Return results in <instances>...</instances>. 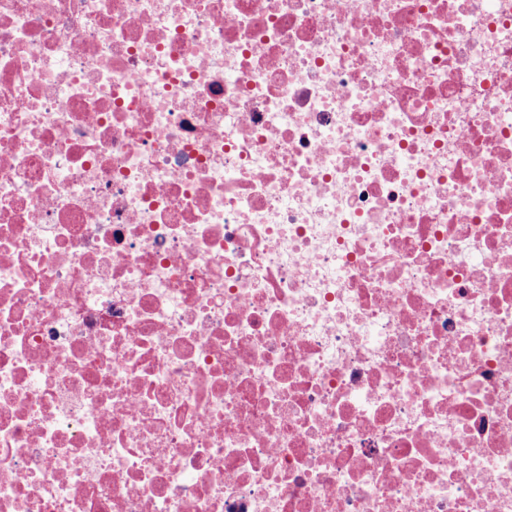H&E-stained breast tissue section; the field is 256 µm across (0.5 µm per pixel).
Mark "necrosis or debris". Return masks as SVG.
<instances>
[{"label":"necrosis or debris","instance_id":"4bbe7bcc","mask_svg":"<svg viewBox=\"0 0 512 512\" xmlns=\"http://www.w3.org/2000/svg\"><path fill=\"white\" fill-rule=\"evenodd\" d=\"M0 512H512V0H0Z\"/></svg>","mask_w":512,"mask_h":512}]
</instances>
